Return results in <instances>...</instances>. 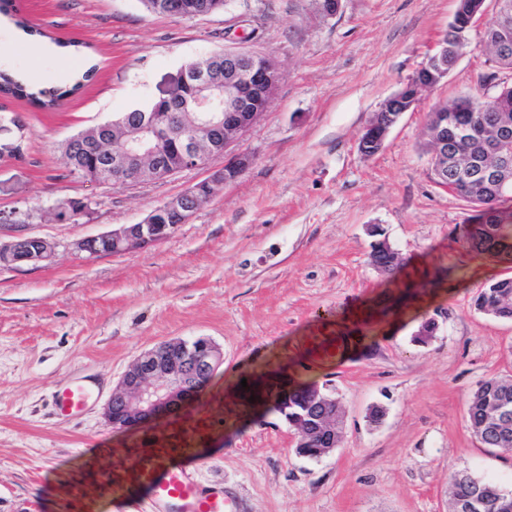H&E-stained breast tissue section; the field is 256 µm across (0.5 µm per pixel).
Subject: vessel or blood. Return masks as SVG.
Listing matches in <instances>:
<instances>
[{
	"label": "vessel or blood",
	"instance_id": "b4317fda",
	"mask_svg": "<svg viewBox=\"0 0 512 512\" xmlns=\"http://www.w3.org/2000/svg\"><path fill=\"white\" fill-rule=\"evenodd\" d=\"M88 392L72 384L58 390L54 404L65 414L83 410ZM138 465L114 477L111 491L119 508H127L131 489L145 491L158 512H235L236 502L219 488H204L196 477L194 453L189 448L138 449Z\"/></svg>",
	"mask_w": 512,
	"mask_h": 512
}]
</instances>
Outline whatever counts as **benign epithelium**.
I'll return each mask as SVG.
<instances>
[{
	"label": "benign epithelium",
	"mask_w": 512,
	"mask_h": 512,
	"mask_svg": "<svg viewBox=\"0 0 512 512\" xmlns=\"http://www.w3.org/2000/svg\"><path fill=\"white\" fill-rule=\"evenodd\" d=\"M485 0H475L468 23L452 29L454 39L466 42L474 28L484 29L495 22L500 40L491 61L512 47V6L496 0L497 9L485 18ZM448 35H442L427 56L435 82L448 77ZM177 80L184 88L183 111L143 112L135 118L112 121V133L100 134L96 152L112 167V186L129 187L143 181L164 180L184 169L204 167L212 157H225L224 166L188 190L154 208L138 224H124L105 234L90 236L75 243V249L88 257L120 255L146 248L169 238L178 225L188 221L216 190L234 181L249 166L245 153L227 155L230 145L263 115L261 104L270 103L281 80L278 62L267 55L241 50H226L223 59L207 56V63L182 68ZM417 100L394 109L382 106L373 113L365 128L376 126L388 136L400 117ZM492 161L475 170L467 164L457 166L454 176L438 171L435 183L454 193L452 182L463 179L508 187L512 180V130L503 127L489 144ZM55 256V246L40 237H19L0 242V266L47 263ZM179 359L170 355L166 341L142 353L114 388L105 407V418L115 428L129 429L148 422L166 421L186 412L189 398L183 370L193 367L214 372L223 363V353L210 339L198 337L180 343Z\"/></svg>",
	"instance_id": "obj_1"
}]
</instances>
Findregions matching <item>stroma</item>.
<instances>
[{"label":"stroma","instance_id":"35a3bbf8","mask_svg":"<svg viewBox=\"0 0 512 512\" xmlns=\"http://www.w3.org/2000/svg\"><path fill=\"white\" fill-rule=\"evenodd\" d=\"M457 4L340 0L327 16L317 0H225L182 18L139 0H21L52 49L41 57L0 15V71L31 91L97 68L48 110L0 97V240L56 247L50 264L0 267V512H114L103 481L135 459L131 432L104 417L112 391L142 352L200 336L224 355L204 392L223 425L197 476L239 512H446L456 470L512 490V456L481 448L466 413L479 382L512 376V321L472 303L512 264L467 250L476 211L434 182L426 147L436 104L486 92L481 31L375 155L358 149L369 116L413 76ZM238 46L282 71L270 107L232 147L250 165L163 242L76 255L78 240L139 223L224 160L113 188L70 175L62 143L150 103L186 64ZM70 198L89 199L90 214L56 219ZM375 225L410 259L391 284L369 263ZM430 318L435 335L414 342ZM264 377L333 393L345 410L339 446L302 457L278 415L231 397L242 379ZM74 383L90 399L59 414L53 395Z\"/></svg>","mask_w":512,"mask_h":512}]
</instances>
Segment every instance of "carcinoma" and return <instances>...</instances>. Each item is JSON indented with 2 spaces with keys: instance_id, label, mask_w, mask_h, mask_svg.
I'll return each mask as SVG.
<instances>
[{
  "instance_id": "carcinoma-1",
  "label": "carcinoma",
  "mask_w": 512,
  "mask_h": 512,
  "mask_svg": "<svg viewBox=\"0 0 512 512\" xmlns=\"http://www.w3.org/2000/svg\"><path fill=\"white\" fill-rule=\"evenodd\" d=\"M168 12L181 15H196L216 12L224 7V0H168ZM81 83L72 88L38 93L28 91L23 81L8 74H0V92L14 97H25L37 102L40 107L56 105L59 99L79 89ZM433 88L430 71L421 68L415 72L408 85L401 89L402 95L412 98L420 90ZM512 127V85H502L492 103L482 98L467 95L437 105L428 115L427 128L430 132L448 136V149L456 155L448 156V165H454V157L469 161H487L486 144L503 124ZM91 130L85 136L73 137L62 146L65 163L71 156L87 159L92 154L88 149ZM456 196L470 206L482 209L484 221L476 231L467 237L470 248L480 254H512V215L499 210L497 203L512 199V187L499 190L495 187H478L466 181L456 182ZM384 234L373 233L370 255L376 269L387 277L396 276L405 265L401 253L383 241ZM476 308L496 318L512 320V277L498 279L482 289L475 298ZM188 390L198 397L211 380L192 369L187 370ZM254 398L255 407L269 398H275L272 409L288 419V425L302 433L300 447L306 449L309 458L320 457L321 450L331 448L336 436L328 430L319 432L323 421H336V402L332 399H317V387L306 382H297L288 395L287 411H282L280 393L264 395L251 388L242 398ZM507 409L512 414V378L491 377L479 383L467 404L470 427L481 447L491 453L512 454V426L508 432L497 428L498 411ZM470 502L471 512H512V491H505L489 479H478L468 471H457L450 478L448 506L458 502Z\"/></svg>"
}]
</instances>
